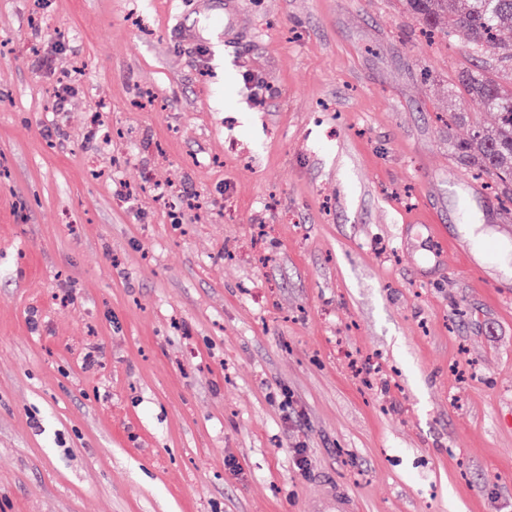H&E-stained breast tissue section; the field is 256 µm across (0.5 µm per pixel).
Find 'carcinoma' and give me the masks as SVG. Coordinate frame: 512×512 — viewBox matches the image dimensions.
Instances as JSON below:
<instances>
[{
    "mask_svg": "<svg viewBox=\"0 0 512 512\" xmlns=\"http://www.w3.org/2000/svg\"><path fill=\"white\" fill-rule=\"evenodd\" d=\"M406 10L429 28L451 18L466 32L475 56L499 49L498 31L512 27V0H403ZM458 84L471 99L497 113L498 123L487 129L477 123L463 140H449V148L468 171L489 179L501 202L512 204V84L506 86L475 65L458 74Z\"/></svg>",
    "mask_w": 512,
    "mask_h": 512,
    "instance_id": "1",
    "label": "carcinoma"
}]
</instances>
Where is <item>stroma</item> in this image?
Returning <instances> with one entry per match:
<instances>
[{
    "instance_id": "obj_1",
    "label": "stroma",
    "mask_w": 512,
    "mask_h": 512,
    "mask_svg": "<svg viewBox=\"0 0 512 512\" xmlns=\"http://www.w3.org/2000/svg\"><path fill=\"white\" fill-rule=\"evenodd\" d=\"M235 30L0 0V512H512V208L448 149L495 123L448 96L465 36L401 0Z\"/></svg>"
}]
</instances>
